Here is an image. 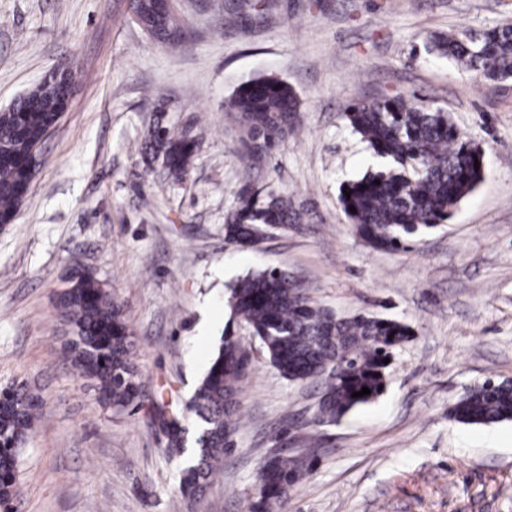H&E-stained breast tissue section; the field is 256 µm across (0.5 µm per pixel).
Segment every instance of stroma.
<instances>
[{
	"label": "stroma",
	"instance_id": "35a3bbf8",
	"mask_svg": "<svg viewBox=\"0 0 512 512\" xmlns=\"http://www.w3.org/2000/svg\"><path fill=\"white\" fill-rule=\"evenodd\" d=\"M237 0H176L185 46L152 39L129 0H0V111L53 68H71L70 105L45 139L12 224L0 229V388L43 405L20 448L18 512H173L182 457L148 407L115 413L63 361L70 327L56 294L87 269L122 304L146 391L186 404L225 337L250 355L240 426L202 512H249L257 462L299 453L315 469L290 512H512V421L449 419L467 388L512 380V81L460 71L427 51L439 34L479 35L512 0H272L224 22ZM273 76L302 101L297 124L260 156L224 102ZM423 96L483 153L477 188L407 250L372 248L340 193L373 169L345 118L353 102ZM200 145L186 177L142 162L159 107ZM246 185L288 194L300 224L253 247L224 240ZM288 271L338 315L395 318L413 336L376 401L313 426L321 387L272 366L229 305L248 273Z\"/></svg>",
	"mask_w": 512,
	"mask_h": 512
}]
</instances>
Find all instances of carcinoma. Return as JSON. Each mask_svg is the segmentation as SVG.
Returning a JSON list of instances; mask_svg holds the SVG:
<instances>
[{"label":"carcinoma","instance_id":"carcinoma-1","mask_svg":"<svg viewBox=\"0 0 512 512\" xmlns=\"http://www.w3.org/2000/svg\"><path fill=\"white\" fill-rule=\"evenodd\" d=\"M133 20L166 45L183 41L174 10L157 0H130ZM427 51L456 62L487 81H512V24L493 27L477 41L468 34L438 35ZM63 106L59 87H34L0 112V218L11 221L21 204L20 185L31 147L40 141ZM245 130L247 148L269 149L295 124L301 100L276 77L240 84L225 102ZM350 126L369 144L385 166L347 183L351 195L340 196L344 212L357 232L374 248L397 251L419 232L447 222L457 204L473 192L483 169L480 148L468 140L441 109L419 105L402 96L361 100L345 114ZM198 139L187 130L176 132L162 119L150 124L140 143L145 163L160 162L166 174L184 177ZM355 207L351 212L349 207ZM300 222L288 195L251 185L240 189L224 215V236L252 246L273 231ZM234 314L257 336L272 365L296 382L322 385L317 416L337 422L355 408L377 399L387 384L384 360L409 341L410 327L369 313L338 316L313 301L304 288L280 269H264L239 280L231 289ZM57 307L72 338L63 357L77 374L90 380L98 402L116 411L144 405L141 375L132 362L135 336L121 306L96 278L70 284L58 295ZM339 372H334L336 366ZM250 366L247 353L228 337L212 360L191 403L153 402L155 417L165 425L166 447L174 454L185 448L186 412L199 423L193 459L181 466L174 494L180 512H198L212 473L239 427L238 393ZM370 394L352 397L362 388ZM41 409V398L25 389L0 390V512H14L19 496L18 451ZM464 424L512 420V382H484L468 388L448 409ZM315 460L306 453L264 459L255 474L256 495L249 512H288L291 487L313 472Z\"/></svg>","mask_w":512,"mask_h":512}]
</instances>
